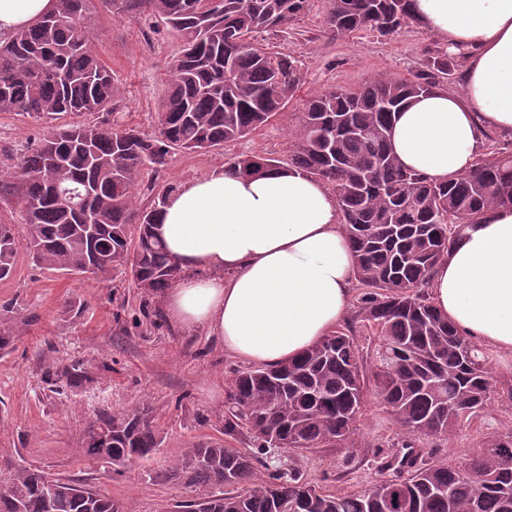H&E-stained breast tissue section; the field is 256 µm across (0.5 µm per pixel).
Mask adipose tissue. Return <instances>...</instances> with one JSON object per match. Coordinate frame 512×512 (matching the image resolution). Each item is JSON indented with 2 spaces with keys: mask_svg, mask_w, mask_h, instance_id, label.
<instances>
[{
  "mask_svg": "<svg viewBox=\"0 0 512 512\" xmlns=\"http://www.w3.org/2000/svg\"><path fill=\"white\" fill-rule=\"evenodd\" d=\"M57 0H0V38ZM422 27L465 53L464 91L408 100L391 132L407 168L436 181L468 170L485 129L512 132V0H413ZM329 188L295 169H221L167 196L157 232L182 270L165 297L170 323L220 337L260 365L296 358L345 318L354 259ZM433 305L457 330L512 353V208L464 225L433 269Z\"/></svg>",
  "mask_w": 512,
  "mask_h": 512,
  "instance_id": "adipose-tissue-1",
  "label": "adipose tissue"
}]
</instances>
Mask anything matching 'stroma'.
Masks as SVG:
<instances>
[{"label": "stroma", "instance_id": "1", "mask_svg": "<svg viewBox=\"0 0 512 512\" xmlns=\"http://www.w3.org/2000/svg\"><path fill=\"white\" fill-rule=\"evenodd\" d=\"M328 7L327 0H313L300 21L256 36L302 64V85L281 114L224 147L177 151L162 172L144 171L138 208L152 207L169 186L222 168L234 155L287 159L296 115L312 94L375 77L412 76L442 47L415 24L389 36L364 31L346 41L330 39L324 33ZM92 23L95 50L122 90L116 108L93 114V121L154 133L177 41L146 17L118 20L101 12ZM48 132V122L0 112V173L16 149L38 144ZM248 368V362L225 354L219 337L170 324L162 299L142 294L129 268L87 278L46 269L19 252L13 274L0 280V482L22 469L40 470L92 486L126 512H166L187 492L159 475L185 448L207 439L249 449L246 432L224 434L225 386ZM142 407L162 437L150 459L117 472L84 454L85 432L100 411ZM510 430L512 404L499 402L486 409L478 427L428 439L425 446L435 457L456 462L481 453L483 433ZM400 437L393 417L371 398L353 447L319 448L297 457L296 465L327 490L357 489L377 479L379 451Z\"/></svg>", "mask_w": 512, "mask_h": 512}]
</instances>
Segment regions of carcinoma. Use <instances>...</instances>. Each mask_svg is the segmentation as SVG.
<instances>
[{
	"label": "carcinoma",
	"instance_id": "1",
	"mask_svg": "<svg viewBox=\"0 0 512 512\" xmlns=\"http://www.w3.org/2000/svg\"><path fill=\"white\" fill-rule=\"evenodd\" d=\"M57 0L56 10L0 40V112L36 120H71L19 155L0 193L17 198L27 225L24 244L0 224V279L15 268L19 247L34 263L99 277L130 266L137 288L163 295L181 277L156 232L166 196L139 210L135 189L145 168L161 171L173 149L203 151L236 141L282 111L302 82L298 58L255 44L260 31L301 19L311 0ZM412 0H330L325 30L346 40L367 30L391 35L416 22ZM160 19L181 44L168 75L158 131H115L78 117L110 112L121 94L93 49L89 23ZM457 56L439 51L408 78H375L330 87L307 101L290 141L288 165L332 188L355 261L359 305L344 325L299 357L235 375L225 393L224 434L246 428L251 450L199 441L160 475L190 496L175 512H512V431L484 437L485 452L459 463L432 461L419 450L477 419L495 402L490 359L429 301L434 266L459 227L497 206L512 207V153L481 154L445 181L406 169L393 154L394 115L413 96L441 87ZM261 155L225 162L245 176L284 167ZM91 190L86 207L53 197L52 183ZM137 225L132 237L130 226ZM373 338L363 351L360 333ZM394 416L401 447L380 479L328 491L300 469L270 457L317 448H351L368 397ZM162 439L145 413L103 411L88 426L84 453L120 470L150 458ZM268 479L253 481L256 465ZM469 468L464 481L458 471ZM0 512H123L93 489L38 471H22L0 489Z\"/></svg>",
	"mask_w": 512,
	"mask_h": 512
}]
</instances>
